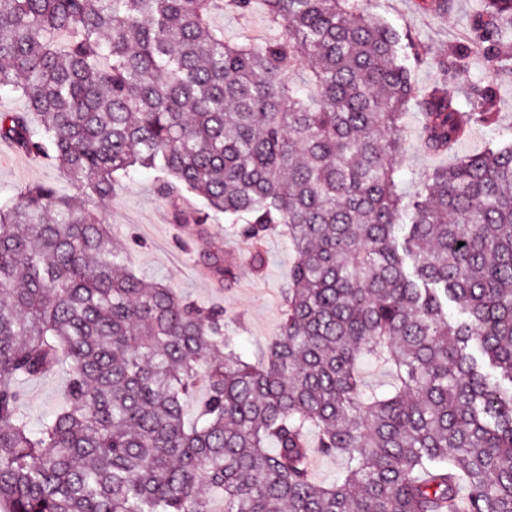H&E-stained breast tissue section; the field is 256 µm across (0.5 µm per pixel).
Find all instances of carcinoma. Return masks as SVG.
<instances>
[{
    "label": "carcinoma",
    "instance_id": "1",
    "mask_svg": "<svg viewBox=\"0 0 512 512\" xmlns=\"http://www.w3.org/2000/svg\"><path fill=\"white\" fill-rule=\"evenodd\" d=\"M258 3L260 38L212 23ZM485 3L476 48L511 77L512 0ZM400 43L363 0H0V90L25 104L0 141L85 200L162 172L160 196L207 205L174 223L224 214L256 268L274 234L298 255L252 363L224 309L137 276L85 200L40 184L0 207V512H512V143L404 202L411 101L436 154L497 113L479 88L465 110L444 82L419 93ZM205 265L235 279L220 248ZM60 370L34 431L20 381ZM312 432L333 484L310 476Z\"/></svg>",
    "mask_w": 512,
    "mask_h": 512
}]
</instances>
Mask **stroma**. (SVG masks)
Returning <instances> with one entry per match:
<instances>
[{"label":"stroma","mask_w":512,"mask_h":512,"mask_svg":"<svg viewBox=\"0 0 512 512\" xmlns=\"http://www.w3.org/2000/svg\"><path fill=\"white\" fill-rule=\"evenodd\" d=\"M364 7L396 28L407 49L424 54L426 61L416 70V83L425 88L442 78L433 68L432 59L470 44L485 3L452 0L445 13L434 11L430 0H364ZM444 78L461 97L471 86L486 87L498 114L496 125L470 129L456 149L457 156L512 141V80L493 78L489 65L477 54ZM420 122L417 107L408 106L402 119L406 145L395 173L406 194L413 192L422 172L447 167L453 158L429 155L420 149L414 137ZM162 178V173L143 168L119 175L111 198L101 207L115 239L126 249L130 268L143 278L167 283L200 302L224 308L234 319L229 329L237 337L242 355L257 357L263 345L280 330L279 292L295 261L293 249L284 237L270 236L265 243L266 262L261 270L241 266L232 287L216 288L202 272L204 258L215 242L223 244L227 254H240L242 240L237 227L226 221L223 214L215 213L209 219L205 237H187L182 225L171 222V213L185 206L201 209L205 203L187 192L158 197L155 186ZM43 183L54 185L66 195L80 192L79 186L63 178L51 162L32 160L7 147L0 149V206L8 204L25 187ZM22 388L23 409L31 426L36 427L59 404L64 379L62 375L49 374L24 380Z\"/></svg>","instance_id":"obj_1"}]
</instances>
